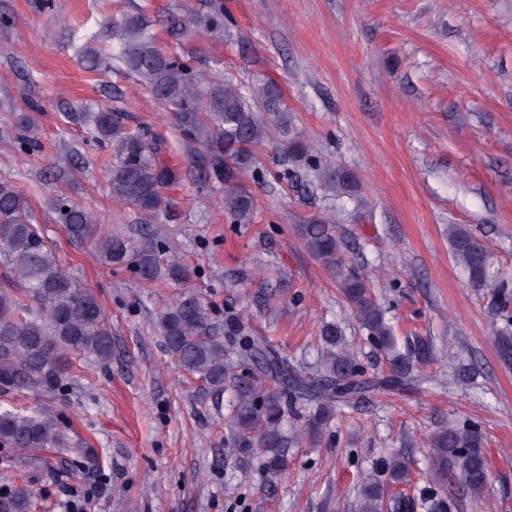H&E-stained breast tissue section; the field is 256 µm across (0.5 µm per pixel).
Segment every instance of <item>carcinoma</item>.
I'll return each mask as SVG.
<instances>
[{
	"label": "carcinoma",
	"mask_w": 512,
	"mask_h": 512,
	"mask_svg": "<svg viewBox=\"0 0 512 512\" xmlns=\"http://www.w3.org/2000/svg\"><path fill=\"white\" fill-rule=\"evenodd\" d=\"M112 38L117 40V61L171 114L183 141L205 147L204 165L224 186L221 203L231 222L253 221L256 201L245 176L259 172L256 148L271 134L282 141L278 180L288 183L303 170L321 189L354 188L351 174L317 163L304 141L292 133L277 84L245 88L231 77L202 72L192 66L190 57L175 56L160 47L142 12L117 21ZM75 118L85 122L92 141L112 146L110 187L115 201L146 220L168 205L164 191L182 181V170L162 159V137H147L116 109ZM16 125L20 155L39 150L33 115L21 113ZM49 207L68 237L75 243L93 244L105 266H131L148 285L164 278H186L187 271L178 261L164 257L157 232L143 233L134 250L126 237L102 231L87 207L64 196L51 198ZM300 230L309 251L336 277L341 295L369 340L389 355L390 375L385 379L364 377L354 348L334 323L322 326L319 370L308 374L236 318L229 316L224 325H218L197 297L179 299L157 320L168 353L190 378L201 383L202 396L220 398L226 387H232L224 448L245 454L265 449L269 456L264 467L273 477L288 467L284 448L301 439L282 430L288 413L301 405H314L309 430L320 438L336 418L337 408H356L372 393H392L417 383L414 365L436 358L433 345L422 338L411 356L394 352L385 312L368 282L344 265L342 242L332 222L318 216L308 219ZM448 235L451 253L470 285L498 299L502 311H508L512 305L508 283L490 270L486 247L459 225L449 226ZM0 252L8 267L7 283L0 286V391L55 394L64 389L71 354L84 353L99 360L112 356V330L96 295L81 287L60 264L39 225L32 222L27 199L5 181H0ZM30 299L39 303L40 312H30L26 304ZM484 443L477 425L448 422L426 442L430 472L419 496L405 491L412 483L410 463L392 455L383 463L386 480L374 475L364 478L358 512H416L417 507L427 505L432 512H451L454 503L438 494L453 486L480 500L491 478ZM69 445L54 411L0 405V448L37 454L48 448L63 451ZM33 508L28 488L0 485V512H32Z\"/></svg>",
	"instance_id": "cac0c4a2"
}]
</instances>
